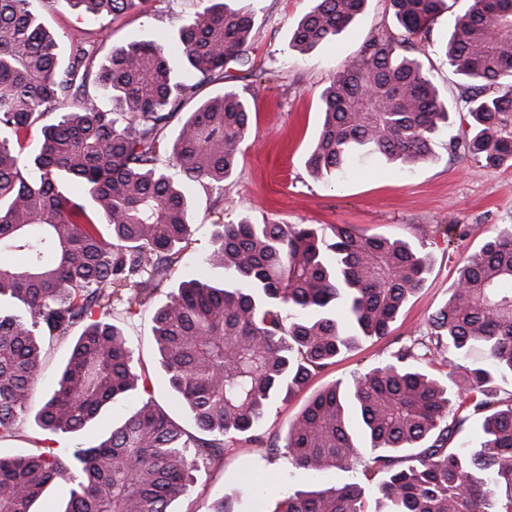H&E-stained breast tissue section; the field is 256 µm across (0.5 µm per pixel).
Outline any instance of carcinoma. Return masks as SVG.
Here are the masks:
<instances>
[{
    "mask_svg": "<svg viewBox=\"0 0 512 512\" xmlns=\"http://www.w3.org/2000/svg\"><path fill=\"white\" fill-rule=\"evenodd\" d=\"M37 0H0V442L23 419L78 434L110 403L140 389L134 351L109 318L133 313L175 275L191 236L187 185L232 184L251 105L232 87L195 100L197 84L250 64L251 13L205 7L176 33L180 65L159 41L113 49L93 70L78 44L59 64ZM94 18L120 17L141 0H63ZM288 46L305 55L340 35L367 0H312ZM399 33H371L321 95L323 121L307 167L339 181L375 156L405 169L433 158L434 138L484 167H512V0H470L440 53L463 85L443 98L412 53L447 0H389ZM94 83L112 98L99 109ZM181 116L177 133L166 128ZM38 149L22 157L33 129ZM179 172L174 178L170 169ZM82 180L85 197L71 198ZM107 226L102 234L99 225ZM206 267L224 282L184 280L155 315L154 341L171 392L201 437L149 398L123 423L62 454H0V512H35L56 480L71 484L62 512H171L196 473L224 453L223 437L258 427L367 338L384 337L421 287L429 260L400 239L349 225H216ZM70 345L56 387L36 413L43 357ZM483 363L455 379L422 367L443 351ZM512 225L493 231L459 269L429 321L427 339L314 393L289 424L288 460L308 471L353 470L357 481L299 490L274 512H512ZM482 420L479 448H450L466 421ZM380 478L376 508L367 485Z\"/></svg>",
    "mask_w": 512,
    "mask_h": 512,
    "instance_id": "1",
    "label": "carcinoma"
}]
</instances>
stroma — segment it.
I'll return each instance as SVG.
<instances>
[{"instance_id":"obj_1","label":"stroma","mask_w":512,"mask_h":512,"mask_svg":"<svg viewBox=\"0 0 512 512\" xmlns=\"http://www.w3.org/2000/svg\"><path fill=\"white\" fill-rule=\"evenodd\" d=\"M229 8L255 14L248 49L251 64L230 69L228 78L200 83L205 98L233 87L251 102V125L241 146L234 182L226 189L196 184L189 190L192 234L182 253L177 277H192L210 247L215 225L248 218L255 224H310L324 227L348 224L369 235L415 243L430 260V270L393 325L394 335L417 339L426 334L431 315L448 299L457 270L493 228L512 224V168H484L448 149L447 136L438 137L434 157L403 171L379 161L358 165L338 183L313 177L306 167L322 115L319 98L330 78L360 50L370 32L394 29L387 0H368L364 11L335 40L317 46L306 59L291 56L290 34L310 6V0H226ZM203 0H145L141 12L115 20H95L61 5H44L41 19L54 35L62 55L84 44L95 50L96 63L113 48L133 42L173 37L192 20ZM465 0H448L447 11L432 26L430 42L421 54L425 70L441 92L459 94L458 78L436 47L447 37ZM458 225L464 236L455 246L443 237L445 225ZM165 294L126 315L122 328L152 398L188 432L196 427L185 408L168 390L152 345L153 315ZM392 338L372 339L313 378L307 392L267 409L256 430L224 441V455L201 471L191 491L177 500L175 512H210L219 496L233 498L235 512H273L286 492L321 489L355 481L351 471L322 477L292 465L283 452L288 424L302 409L308 392L336 379H350L388 358ZM260 480L265 494L256 499L240 494L242 484Z\"/></svg>"}]
</instances>
